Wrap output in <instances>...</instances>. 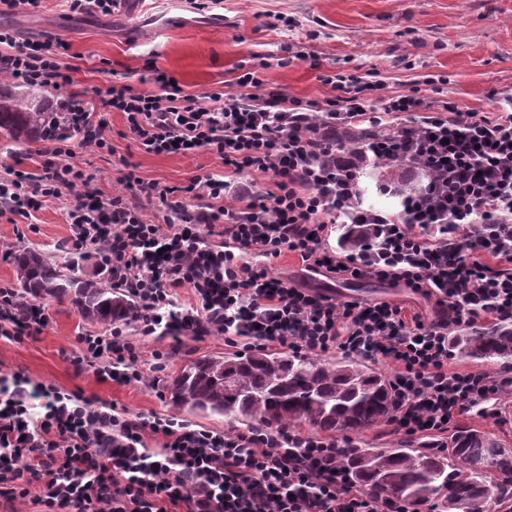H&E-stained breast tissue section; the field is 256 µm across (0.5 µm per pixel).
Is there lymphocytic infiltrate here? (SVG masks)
I'll return each mask as SVG.
<instances>
[{
    "label": "lymphocytic infiltrate",
    "mask_w": 512,
    "mask_h": 512,
    "mask_svg": "<svg viewBox=\"0 0 512 512\" xmlns=\"http://www.w3.org/2000/svg\"><path fill=\"white\" fill-rule=\"evenodd\" d=\"M66 43L17 40L0 28V74L17 83L72 85ZM318 70L328 93L319 100L269 86L261 69L238 75L234 90L188 93L165 72L138 91L112 80L96 87L103 111L122 113L147 154L209 151L224 174L159 186L134 171L106 196L94 177L71 163L73 148L51 138L39 173L0 174V217L30 223L63 189L83 185L68 205L67 243L95 250L115 285L135 297L130 318L82 334L69 361L76 372L127 385L147 377L136 339L221 336L249 349L281 347L325 355L339 351L389 363L398 407L394 433L444 451L448 431L474 408L512 389V367L490 377L451 369L448 335L492 320L512 323V94L487 116L442 96L404 93L378 98L381 86L343 71ZM70 122L81 146L112 152L105 119L74 102ZM361 126V148L337 145L340 130ZM396 165L420 175L386 214L367 206L366 165ZM269 173L259 193L226 180ZM152 201L146 217L141 199ZM362 233L360 247L325 248L328 225ZM233 249H226V242ZM255 254L257 263L242 261ZM291 253L307 274L339 282L377 279L433 299L436 315L407 316L386 301L337 300L270 272L268 260ZM187 288L193 304L178 306ZM50 318L39 302L0 284V338L43 333ZM160 447H149V440ZM333 439L286 425L226 433L176 414L134 416L126 408L76 391L0 378V505L44 512H409L399 500H377L337 467Z\"/></svg>",
    "instance_id": "1"
}]
</instances>
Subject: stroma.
Instances as JSON below:
<instances>
[{"mask_svg": "<svg viewBox=\"0 0 512 512\" xmlns=\"http://www.w3.org/2000/svg\"><path fill=\"white\" fill-rule=\"evenodd\" d=\"M285 26L271 29L269 17ZM0 27L21 39H40L45 33L67 42L74 66L75 90L84 92L88 111H98L93 90L107 79L122 78L137 90L153 87V70L173 75L190 93L229 90L235 67L263 59L266 81L289 93L319 99L326 92L308 55L324 66H342L348 73L382 83V96L410 91L432 97L431 80L444 78L448 96L462 110L493 112L497 94L512 90V0H224L211 13L189 8L186 0H125L109 16L80 17L65 10L61 0H46L34 14H0ZM293 60L279 66L283 47ZM107 133L114 153H94L69 138L73 163L96 174L104 194L119 189L127 167L144 180L163 186L180 185L191 177L222 170L219 158L208 151L181 155H153L136 149L127 135L122 113L109 112ZM81 187L63 189L47 202L31 225L16 226L0 217V241L14 250H36L52 261L67 259L63 244L69 236L65 209L81 195ZM278 276L303 280L305 287L335 292L342 300L389 301L407 312L433 317L434 304L411 289L375 279L338 282L317 276L302 279L300 262L291 254L271 260ZM50 324L38 336L19 342L0 339V375L25 370L33 379L85 397L117 403L138 414L175 412L167 391L189 362L221 356L232 347L223 337L186 341L171 351L166 338L138 340L141 361L152 367L155 354L166 367L156 381L128 385L99 382L92 372H75L68 357L77 336L89 331L70 300H48ZM498 419L472 414L458 427L481 429L503 448L512 450V394L496 404Z\"/></svg>", "mask_w": 512, "mask_h": 512, "instance_id": "obj_1", "label": "stroma"}]
</instances>
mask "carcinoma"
Instances as JSON below:
<instances>
[{
	"label": "carcinoma",
	"mask_w": 512,
	"mask_h": 512,
	"mask_svg": "<svg viewBox=\"0 0 512 512\" xmlns=\"http://www.w3.org/2000/svg\"><path fill=\"white\" fill-rule=\"evenodd\" d=\"M42 95L0 91V131L15 141L71 135L67 111L48 112ZM22 296L69 299L91 323L129 315L133 302L112 284V274H79L73 261L51 262L36 251H18ZM455 355L488 362L512 360V324L456 330L448 336ZM189 413L224 416L247 426L307 424L323 433L353 434L388 421L396 409L390 380L350 357L326 362L311 355L270 353L208 357L186 364L170 388ZM336 465L376 498H396L419 512L432 500L442 512H469L512 498V451L488 433L462 428L448 451L425 452L404 442L394 448H348Z\"/></svg>",
	"instance_id": "cac0c4a2"
}]
</instances>
